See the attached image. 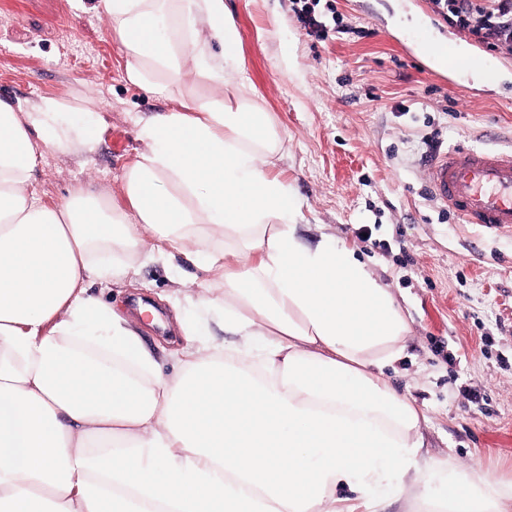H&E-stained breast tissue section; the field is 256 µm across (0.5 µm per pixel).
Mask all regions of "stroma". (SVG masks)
<instances>
[{
  "mask_svg": "<svg viewBox=\"0 0 512 512\" xmlns=\"http://www.w3.org/2000/svg\"><path fill=\"white\" fill-rule=\"evenodd\" d=\"M234 18L249 95L284 137L278 164L300 204L309 243L332 234L390 288L410 326L404 358L386 375L424 410L423 459L512 481V233L462 224L427 190L428 141L512 151V51L488 50L449 26L432 0H335L346 34H307L291 0H224ZM441 47L479 63L442 67ZM125 59L98 0H0V99L54 97L98 127L91 159L49 154L36 173L47 205L73 189L122 203L119 175L141 144L135 119L172 98L128 86ZM175 269L141 263L137 281L104 292L130 310L156 305L163 326L141 324L161 374L175 365L167 337L197 315L165 297ZM478 389L471 398L469 389Z\"/></svg>",
  "mask_w": 512,
  "mask_h": 512,
  "instance_id": "35a3bbf8",
  "label": "stroma"
}]
</instances>
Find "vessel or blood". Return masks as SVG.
I'll return each instance as SVG.
<instances>
[{"instance_id":"b4317fda","label":"vessel or blood","mask_w":512,"mask_h":512,"mask_svg":"<svg viewBox=\"0 0 512 512\" xmlns=\"http://www.w3.org/2000/svg\"><path fill=\"white\" fill-rule=\"evenodd\" d=\"M427 183L460 223L512 232V154L457 147L433 160Z\"/></svg>"}]
</instances>
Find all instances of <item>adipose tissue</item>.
Returning <instances> with one entry per match:
<instances>
[{"instance_id": "obj_1", "label": "adipose tissue", "mask_w": 512, "mask_h": 512, "mask_svg": "<svg viewBox=\"0 0 512 512\" xmlns=\"http://www.w3.org/2000/svg\"><path fill=\"white\" fill-rule=\"evenodd\" d=\"M100 5L126 81L178 105L139 119L123 203L49 206L44 153L86 156L97 136L57 99L0 100V512H383L391 492L409 512H512V483L420 466L426 416L385 377L408 321L353 248L300 236L224 0ZM144 254L201 271L182 294L232 349L189 345L160 374L89 292Z\"/></svg>"}]
</instances>
